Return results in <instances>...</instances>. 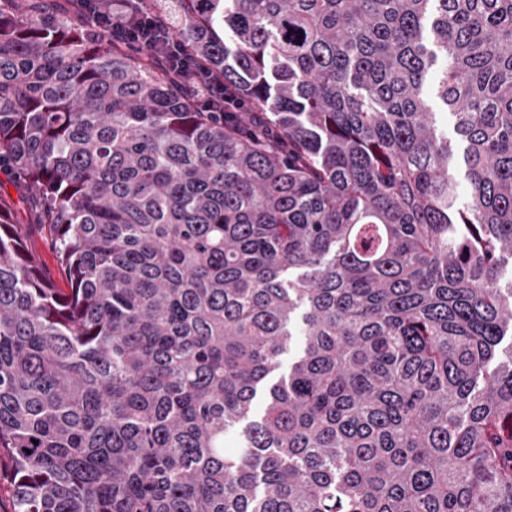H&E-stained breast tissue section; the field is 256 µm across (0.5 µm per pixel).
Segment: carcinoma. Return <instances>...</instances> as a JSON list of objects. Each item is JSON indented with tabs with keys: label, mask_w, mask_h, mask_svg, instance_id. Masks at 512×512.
<instances>
[{
	"label": "carcinoma",
	"mask_w": 512,
	"mask_h": 512,
	"mask_svg": "<svg viewBox=\"0 0 512 512\" xmlns=\"http://www.w3.org/2000/svg\"><path fill=\"white\" fill-rule=\"evenodd\" d=\"M174 2L248 111L0 0L10 512H512V0ZM17 213L19 223L26 225L31 223L27 211L22 204H18ZM26 225L22 227H28L29 229L26 238L28 249L39 258L43 273L59 288H67L65 276L56 259L55 240L50 227L38 224Z\"/></svg>",
	"instance_id": "obj_1"
}]
</instances>
